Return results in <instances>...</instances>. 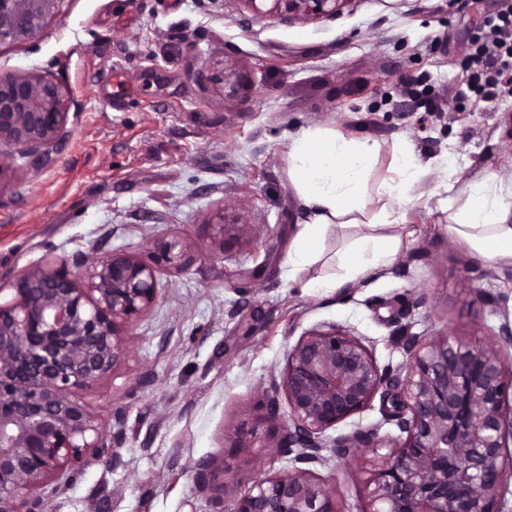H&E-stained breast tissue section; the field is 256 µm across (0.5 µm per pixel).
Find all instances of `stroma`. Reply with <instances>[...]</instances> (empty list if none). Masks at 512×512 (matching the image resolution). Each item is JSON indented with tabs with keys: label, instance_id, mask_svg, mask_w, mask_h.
<instances>
[{
	"label": "stroma",
	"instance_id": "1",
	"mask_svg": "<svg viewBox=\"0 0 512 512\" xmlns=\"http://www.w3.org/2000/svg\"><path fill=\"white\" fill-rule=\"evenodd\" d=\"M504 5L352 0L303 23L241 16L235 0H64L36 37L0 46V75L55 78L73 100L55 161L0 191V277L49 255H141L157 237H185L194 255L160 271L159 297L109 377L74 391L105 434L121 435L118 462L51 477L45 512H218L189 465L204 462L241 495L293 468L291 455L241 447L239 428L265 415L273 376L313 328L348 330L393 371L407 335L493 341L512 318V266L449 234L448 196L512 173V96L460 95L470 38ZM407 88L427 90L437 111ZM316 125L379 141L378 175L402 139L424 165L393 264L321 296L288 277L305 220L286 175L289 137ZM220 210L248 238L224 260L210 226ZM228 268L251 273L249 292ZM370 428L399 435L378 396L327 435ZM312 471L341 512H368L366 458Z\"/></svg>",
	"mask_w": 512,
	"mask_h": 512
}]
</instances>
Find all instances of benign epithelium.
<instances>
[{
	"label": "benign epithelium",
	"instance_id": "obj_1",
	"mask_svg": "<svg viewBox=\"0 0 512 512\" xmlns=\"http://www.w3.org/2000/svg\"><path fill=\"white\" fill-rule=\"evenodd\" d=\"M63 2L0 0V45L36 34ZM236 2L252 14L315 21L352 0H269L267 9L260 0ZM69 108L54 79L0 76V190L18 168L37 172L53 160ZM210 225L222 252L242 241V225L224 212ZM188 258L186 241L162 238L145 256L84 257L75 272L46 257L0 282V294L8 292L0 298V512H44L36 490L58 471L111 460L107 438L72 390L113 370L132 325L157 301L158 273ZM404 350L401 376L380 369L347 330L321 326L300 336L272 379L288 405L272 447L295 453L297 466L256 478L241 496L212 481L219 512H340L336 489L306 468L326 463L325 451L343 460L372 454L369 512H499L503 476L512 470V322L489 343L454 333L409 336ZM380 391L402 436L371 428L325 439Z\"/></svg>",
	"mask_w": 512,
	"mask_h": 512
}]
</instances>
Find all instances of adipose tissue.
<instances>
[{"instance_id": "adipose-tissue-1", "label": "adipose tissue", "mask_w": 512, "mask_h": 512, "mask_svg": "<svg viewBox=\"0 0 512 512\" xmlns=\"http://www.w3.org/2000/svg\"><path fill=\"white\" fill-rule=\"evenodd\" d=\"M380 143L368 136L346 135L334 128L309 126L292 139L287 178L301 202L306 220L291 247L292 272L306 275L310 294L323 295L345 282L388 268L402 247L394 234L397 213L410 200L421 173L411 142L393 147L384 177H377ZM512 178L486 174L471 181L465 200L450 213L448 231L467 239L491 261L512 265V202L505 194ZM354 227L358 233L334 255H326L325 239L333 227ZM333 273L309 276L322 259Z\"/></svg>"}]
</instances>
